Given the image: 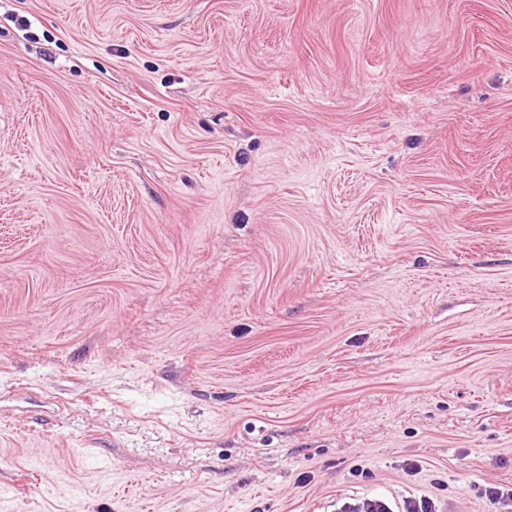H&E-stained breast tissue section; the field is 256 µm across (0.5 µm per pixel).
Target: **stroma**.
I'll return each mask as SVG.
<instances>
[{
    "mask_svg": "<svg viewBox=\"0 0 512 512\" xmlns=\"http://www.w3.org/2000/svg\"><path fill=\"white\" fill-rule=\"evenodd\" d=\"M488 484L512 0H0V512Z\"/></svg>",
    "mask_w": 512,
    "mask_h": 512,
    "instance_id": "35a3bbf8",
    "label": "stroma"
}]
</instances>
